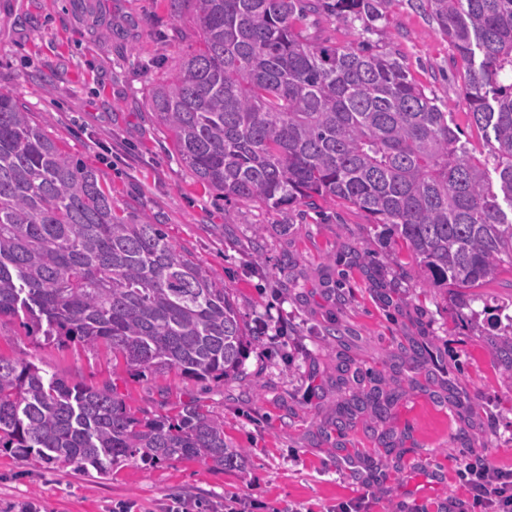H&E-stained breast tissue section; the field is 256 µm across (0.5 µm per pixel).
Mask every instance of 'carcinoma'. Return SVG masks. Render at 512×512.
Returning <instances> with one entry per match:
<instances>
[{
  "label": "carcinoma",
  "instance_id": "cac0c4a2",
  "mask_svg": "<svg viewBox=\"0 0 512 512\" xmlns=\"http://www.w3.org/2000/svg\"><path fill=\"white\" fill-rule=\"evenodd\" d=\"M199 46L152 83L149 108L193 177L224 201L277 209L316 197L351 204L411 252L417 277L461 309L512 269V0H408L466 65L462 102L493 132L498 183L384 41L394 0H169ZM325 19L356 41L309 36ZM377 35L372 40L370 36ZM481 55L480 62L475 56ZM58 343L104 344L129 370L245 381L249 334L228 289L147 216L120 214L100 174L0 91V317ZM496 357L512 374V315ZM399 397L352 396L383 420ZM0 448L108 475L141 456L236 467L243 448L196 402L137 417L116 385L45 378L0 357Z\"/></svg>",
  "mask_w": 512,
  "mask_h": 512
}]
</instances>
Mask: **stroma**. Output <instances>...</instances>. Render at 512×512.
<instances>
[{
	"label": "stroma",
	"instance_id": "1",
	"mask_svg": "<svg viewBox=\"0 0 512 512\" xmlns=\"http://www.w3.org/2000/svg\"><path fill=\"white\" fill-rule=\"evenodd\" d=\"M385 31L462 140L488 151L465 114L462 61L435 25L395 0ZM197 47L191 18L174 19L166 0H0V89L102 174L116 208L166 225L233 292L250 329L264 327L244 360L247 383L116 371L109 347L30 336L16 317L0 318V357L33 362L47 378L116 382L134 412L196 401L223 419L246 462L134 459L84 475L0 450V512L24 502L40 512H117L124 502L130 512H165L177 501L188 512H225L237 499L254 512H336L362 494L368 463L386 473L370 512H437L448 500L455 512H478L458 471L468 462L512 469V374L470 313L512 299V274L460 309L424 286L410 255L382 244L381 225L356 207L227 203L196 182L148 91ZM332 325L343 341H325ZM419 345L426 354L417 358ZM380 379L403 390L387 417L360 415L337 433L351 394Z\"/></svg>",
	"mask_w": 512,
	"mask_h": 512
}]
</instances>
